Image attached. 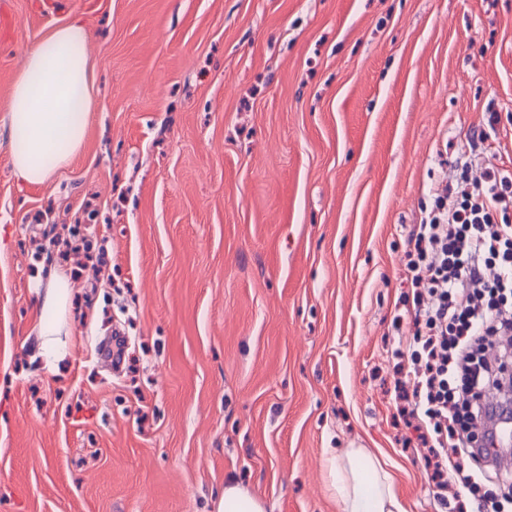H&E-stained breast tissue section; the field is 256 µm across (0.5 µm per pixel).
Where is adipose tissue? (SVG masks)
Instances as JSON below:
<instances>
[{
	"label": "adipose tissue",
	"instance_id": "1",
	"mask_svg": "<svg viewBox=\"0 0 512 512\" xmlns=\"http://www.w3.org/2000/svg\"><path fill=\"white\" fill-rule=\"evenodd\" d=\"M87 30L71 22L51 30L28 54L8 103L11 161L31 184L49 182L81 149L93 112L94 70ZM331 487L343 512H397L394 479L362 448L329 463Z\"/></svg>",
	"mask_w": 512,
	"mask_h": 512
}]
</instances>
